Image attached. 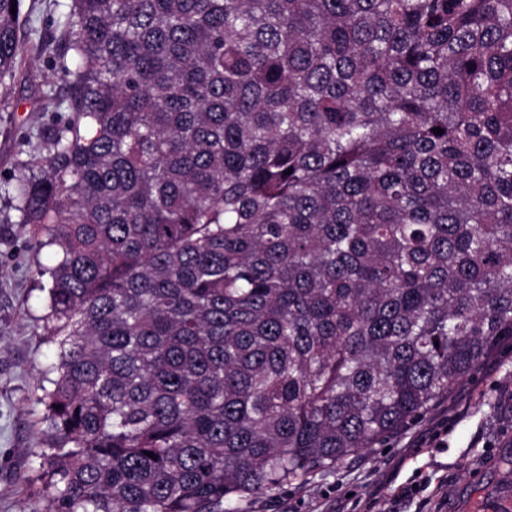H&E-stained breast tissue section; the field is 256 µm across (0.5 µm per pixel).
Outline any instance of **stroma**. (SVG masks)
Instances as JSON below:
<instances>
[{"instance_id": "1", "label": "stroma", "mask_w": 512, "mask_h": 512, "mask_svg": "<svg viewBox=\"0 0 512 512\" xmlns=\"http://www.w3.org/2000/svg\"><path fill=\"white\" fill-rule=\"evenodd\" d=\"M0 108V512H24L28 490L17 472L34 471L51 442L39 393L42 370L57 359L41 318L47 295L36 282V250L7 206L6 182L15 160L32 146L44 100L38 88L17 83ZM428 481L448 493L445 512H503L512 502V349L489 357L477 373L452 388L422 417L363 451L334 474L236 502L237 512H356L375 501V512H428L424 494L402 488Z\"/></svg>"}]
</instances>
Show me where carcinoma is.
Instances as JSON below:
<instances>
[{"mask_svg": "<svg viewBox=\"0 0 512 512\" xmlns=\"http://www.w3.org/2000/svg\"><path fill=\"white\" fill-rule=\"evenodd\" d=\"M22 8L0 86L31 42L68 113L5 189L60 250L28 512H232L512 344V0H71L61 54Z\"/></svg>", "mask_w": 512, "mask_h": 512, "instance_id": "cac0c4a2", "label": "carcinoma"}]
</instances>
